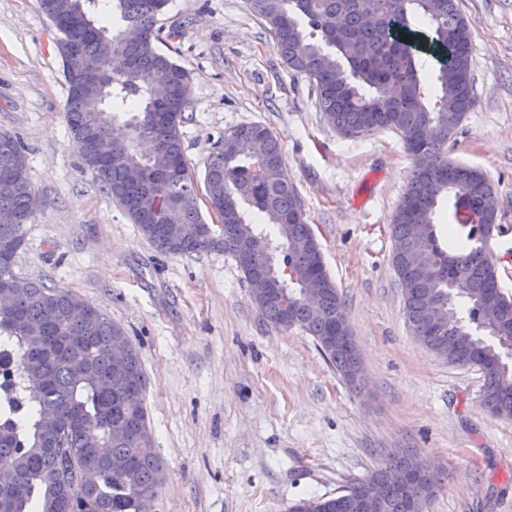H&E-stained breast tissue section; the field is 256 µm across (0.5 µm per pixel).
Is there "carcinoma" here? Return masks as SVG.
<instances>
[{"label": "carcinoma", "instance_id": "obj_1", "mask_svg": "<svg viewBox=\"0 0 512 512\" xmlns=\"http://www.w3.org/2000/svg\"><path fill=\"white\" fill-rule=\"evenodd\" d=\"M100 0H40L59 24L57 49L70 76L94 83L106 54L103 39L70 20L77 10H98ZM268 27L287 67L314 85L317 106L345 137L388 129L402 139L412 161L406 190L392 218L393 264L407 322L428 349L461 367L484 374L483 407L512 418V298L499 284L492 255L461 219L465 212L499 229V201L485 173L453 160L448 140L476 98L471 76V23L456 0H249ZM166 0H112L123 25L112 30L120 60L104 92L68 88L66 118L73 148L101 189L123 209L157 251L230 255L246 281L268 276L277 260L296 277L285 284L296 297L285 310L273 297L254 294L272 325L298 327L313 336L323 355L352 386L362 363L345 301L328 273L316 277L311 257L318 244L300 199L283 169V150L270 134L254 136L253 124L224 131L215 143L205 175L211 209L220 224L193 242L190 224H203L197 187L186 164L181 127L191 101L187 71L157 50L155 25ZM439 58L427 78L423 52ZM167 83L166 123L155 121L154 80ZM112 142V158L98 159L86 137L89 124ZM32 188L20 141L0 149V209L14 223L0 224V276L13 286L0 290V493L11 494L9 512H62V482L76 480L75 504L83 512H150L163 465L152 444L143 403L146 375L125 330L69 290L34 282L4 261H16ZM448 200L453 224L448 248L427 253L413 224L435 226L439 203ZM306 292L322 299L308 305ZM126 344L130 385L112 379V350ZM72 419L79 430L70 448H106L108 455L78 471L69 456L55 454L58 436L40 421ZM128 468L112 471L109 458ZM412 451L396 448L345 493L309 500L308 512H362L377 499L379 512H418L442 488L440 474L424 463L405 486L392 475L407 468Z\"/></svg>", "mask_w": 512, "mask_h": 512}]
</instances>
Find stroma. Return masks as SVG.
I'll list each match as a JSON object with an SVG mask.
<instances>
[{
    "label": "stroma",
    "instance_id": "35a3bbf8",
    "mask_svg": "<svg viewBox=\"0 0 512 512\" xmlns=\"http://www.w3.org/2000/svg\"><path fill=\"white\" fill-rule=\"evenodd\" d=\"M472 23L476 105L449 140L500 202L490 247L512 296V0H458ZM156 48L190 75L184 156L203 183L214 144L269 129L342 294L360 389L312 336L278 329L221 252L163 254L101 191L72 147L57 31L39 0H0V131L26 148L39 199L15 270L108 312L136 346L164 480L152 512H289L411 448L444 475L426 512H512V420L481 404L483 375L412 334L390 222L411 161L389 130L346 138L289 70L248 0H168Z\"/></svg>",
    "mask_w": 512,
    "mask_h": 512
}]
</instances>
